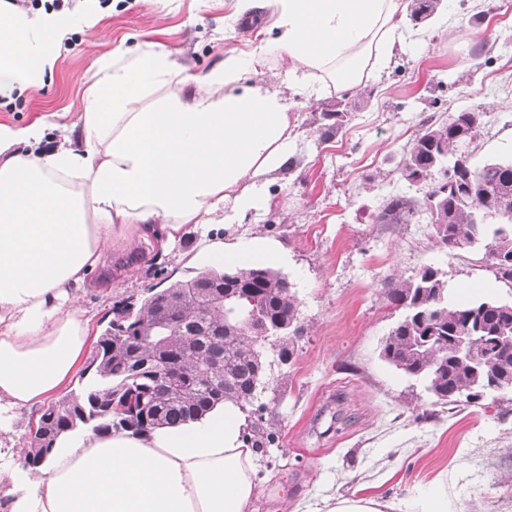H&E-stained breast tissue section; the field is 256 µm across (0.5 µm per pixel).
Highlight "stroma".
<instances>
[{
	"label": "stroma",
	"mask_w": 512,
	"mask_h": 512,
	"mask_svg": "<svg viewBox=\"0 0 512 512\" xmlns=\"http://www.w3.org/2000/svg\"><path fill=\"white\" fill-rule=\"evenodd\" d=\"M427 23L403 21L402 40L387 67L344 91L314 78L289 93L293 128L288 167L267 177L272 205L254 210L222 233L225 242L255 237L282 253L299 302L303 334L290 361L268 351L266 384L246 406L248 427L270 434L257 460L258 512H289L318 500L374 486L384 498L414 497L438 473L472 512H512V394L495 405L435 403L423 385L378 356L400 317L386 283L430 265L452 291L512 297L483 250L452 252L436 242L425 214L405 224L375 217L393 196L422 200L399 169L426 121L462 108L480 113L472 159L512 158V0H450ZM92 13L77 25L51 72L20 77L0 94V124L25 125L52 113L82 109L102 59L162 44L202 75L228 50L249 54L278 34L268 0H72ZM352 106L342 129L325 133L322 114L341 97ZM198 234L162 261L139 268L108 295L92 291L83 305L97 341L114 303L143 299L149 288L192 276Z\"/></svg>",
	"instance_id": "1"
}]
</instances>
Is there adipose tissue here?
<instances>
[{
	"label": "adipose tissue",
	"mask_w": 512,
	"mask_h": 512,
	"mask_svg": "<svg viewBox=\"0 0 512 512\" xmlns=\"http://www.w3.org/2000/svg\"><path fill=\"white\" fill-rule=\"evenodd\" d=\"M278 35L231 54L202 87L162 46L103 59L83 112L42 150L48 117L0 124V413L54 399L89 352L91 319L80 304L112 281L94 274L137 248L162 260L191 232L214 265L279 260L253 238H216L236 217L269 206V173L287 166L291 86L324 75L357 86L389 57L405 0H273ZM78 23L67 10L36 16L0 11V92L20 76L52 69ZM286 59L279 84L246 76L267 56ZM167 96H159L161 88ZM152 104H144L146 95ZM233 401L202 418L146 434L115 429L67 433L37 474L0 468V488L35 482L11 512H254L256 450ZM469 512L434 478L410 508L376 493L331 496L313 512Z\"/></svg>",
	"instance_id": "ef3b65f1"
}]
</instances>
